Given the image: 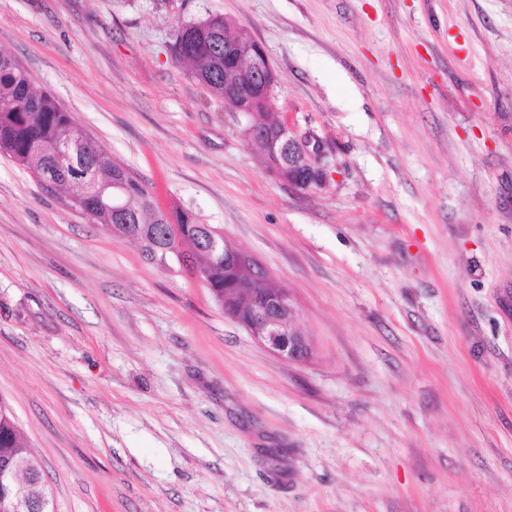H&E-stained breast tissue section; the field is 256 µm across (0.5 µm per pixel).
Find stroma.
I'll use <instances>...</instances> for the list:
<instances>
[{"instance_id":"35a3bbf8","label":"stroma","mask_w":512,"mask_h":512,"mask_svg":"<svg viewBox=\"0 0 512 512\" xmlns=\"http://www.w3.org/2000/svg\"><path fill=\"white\" fill-rule=\"evenodd\" d=\"M214 14L330 148L322 187L174 57ZM0 51L314 349L274 355L0 154V401L55 512H512V0H0Z\"/></svg>"}]
</instances>
